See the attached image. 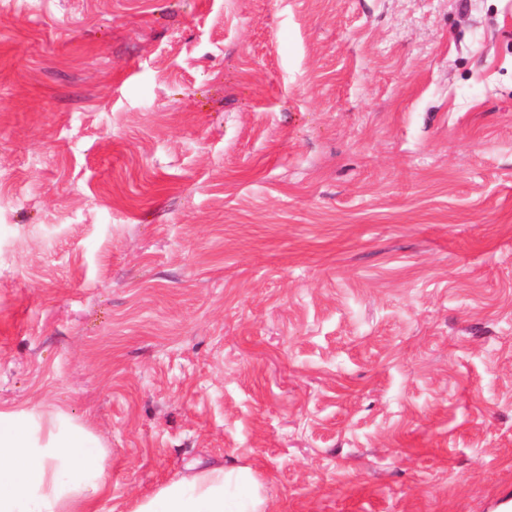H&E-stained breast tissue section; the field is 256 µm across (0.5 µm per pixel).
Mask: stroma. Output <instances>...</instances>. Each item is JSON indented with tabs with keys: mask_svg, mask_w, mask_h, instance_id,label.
<instances>
[{
	"mask_svg": "<svg viewBox=\"0 0 512 512\" xmlns=\"http://www.w3.org/2000/svg\"><path fill=\"white\" fill-rule=\"evenodd\" d=\"M0 407L512 512V0H0Z\"/></svg>",
	"mask_w": 512,
	"mask_h": 512,
	"instance_id": "stroma-1",
	"label": "stroma"
}]
</instances>
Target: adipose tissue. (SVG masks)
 I'll use <instances>...</instances> for the list:
<instances>
[{"label": "adipose tissue", "instance_id": "ef3b65f1", "mask_svg": "<svg viewBox=\"0 0 512 512\" xmlns=\"http://www.w3.org/2000/svg\"><path fill=\"white\" fill-rule=\"evenodd\" d=\"M0 409V512H101L110 481L100 439L61 412L41 424ZM132 512H268V497L247 465L217 461L178 474L137 500Z\"/></svg>", "mask_w": 512, "mask_h": 512}]
</instances>
